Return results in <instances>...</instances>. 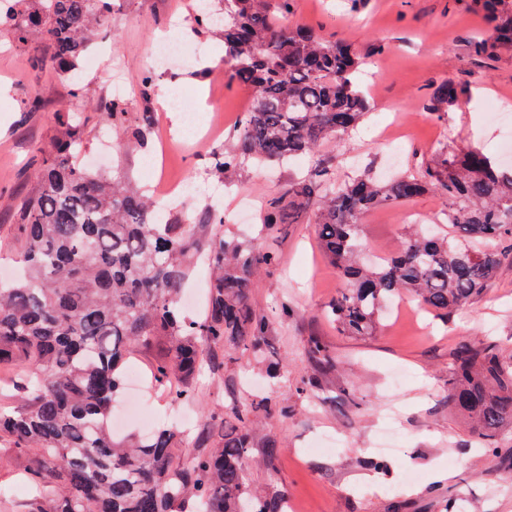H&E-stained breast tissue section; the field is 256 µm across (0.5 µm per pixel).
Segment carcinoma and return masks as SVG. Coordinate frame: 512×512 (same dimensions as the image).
Masks as SVG:
<instances>
[{"instance_id": "obj_1", "label": "carcinoma", "mask_w": 512, "mask_h": 512, "mask_svg": "<svg viewBox=\"0 0 512 512\" xmlns=\"http://www.w3.org/2000/svg\"><path fill=\"white\" fill-rule=\"evenodd\" d=\"M495 23L492 35L466 41L467 55L490 59L512 50V0H474ZM296 0H220L193 10V28H221L224 64L252 94L236 129L213 153L218 177L242 166L311 158L328 139L358 128L372 110L358 76L384 53L377 40L364 51L327 41L305 26L291 27ZM114 0H0V30L29 46L48 41L45 60L73 72L88 44L112 16ZM156 74L139 85L152 100ZM464 90L443 84L426 94L423 109L442 121ZM59 128L43 167L17 205L22 271L0 284V365L19 370L24 403L0 405V441L25 455L21 476L33 496L24 512H286L279 494L249 495L244 464L253 448V410L234 405L242 429L213 439L224 424L195 438L211 447L181 454L184 435L173 426L139 438L112 430L115 400L124 385L122 365L136 349L161 347L152 375L170 401H196L194 381L204 360L230 347L264 353L270 318L250 304L259 273L275 254L224 232L171 215L127 187L80 164L87 131L69 111L53 114ZM102 126L131 132L146 147L153 113L130 118L122 101L102 113ZM426 193L447 201L441 225L420 231L400 252L374 264L358 259L362 215ZM321 247L336 267L339 290L325 314L349 336H369L387 300L402 291L421 306L448 315L490 287L512 240V167L496 164L478 147L448 150L415 171L376 179L361 172L336 185L330 166L317 162L265 201V229L295 224L309 208ZM212 273L204 313L191 318L177 307L191 268ZM315 361L334 366L326 345L307 342ZM450 408L468 417L472 433L493 444L512 428V355L492 345L462 343L449 371Z\"/></svg>"}]
</instances>
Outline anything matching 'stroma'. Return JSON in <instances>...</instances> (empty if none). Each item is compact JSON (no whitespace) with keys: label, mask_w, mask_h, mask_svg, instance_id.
Segmentation results:
<instances>
[{"label":"stroma","mask_w":512,"mask_h":512,"mask_svg":"<svg viewBox=\"0 0 512 512\" xmlns=\"http://www.w3.org/2000/svg\"><path fill=\"white\" fill-rule=\"evenodd\" d=\"M195 0H116L107 36L80 59L77 81L83 95L73 98V81L61 78L50 65L34 66L33 52L14 46L0 34V277L15 272L20 250L16 206L29 191L40 159L38 149H50L56 138L52 114L79 113L89 137L85 160L95 169L126 173L144 191L160 177L188 183L223 185V194H202L190 203L169 202L172 212L200 223L207 206L223 208L227 231L254 240L275 252L279 263L261 272L252 293L253 304L267 314L288 304L294 315L274 323L261 356L220 350L218 373H203L193 405L175 406L161 387L144 386L140 399L154 425L184 417L200 429L202 411L220 412L239 401L252 406L267 402L286 405L284 418L258 415L252 462L245 468L250 487L284 493L292 512H512V458L478 447L462 414L448 406V366L462 340L491 343L512 355V258L500 265L487 292L448 319L422 313L409 297L389 300L372 336H345L322 311L336 296V270L324 257L315 224H287L276 237L263 231L265 199L278 192L289 177L302 176L310 161L277 171L246 166L217 179L209 175L211 148L177 146L156 157V142L129 148L123 137L99 141L101 112L113 93L108 58L122 66L128 86L129 112H158L157 101L143 103L139 82L148 69V50L173 14H190ZM291 24L307 25L329 41L345 40L363 48L374 39L387 43L371 62L362 85L373 110L350 137L325 142L319 159L335 171L337 181L369 165L381 174L415 167L441 146H478L498 157L500 129L487 122L491 106L512 110V52L491 60L465 57L470 37L488 33L491 23L473 7V0H370L362 14L348 12L342 0H297ZM197 53L190 64L175 65L162 77L159 98L179 95L194 105L196 123L223 115L232 130L251 104L237 83H211L201 74L204 61L222 43L220 31L191 35ZM466 85L469 92L447 120L424 111L421 100L442 84ZM39 98L44 109L27 112L23 101ZM412 122V139L398 163L375 140L376 129L391 118ZM255 198L250 216L236 209L240 193ZM443 196L429 194L364 214L360 235L372 257L398 252L415 229L404 222L413 213L425 220L438 217ZM319 338L336 365L318 367L305 352L308 338ZM307 380L299 390V380ZM396 416V445L382 449L386 412ZM279 450L262 464L267 441ZM25 460L8 444L0 445V483L11 486L0 499V512H19L29 498L15 475ZM449 470L446 481H434L435 470Z\"/></svg>","instance_id":"35a3bbf8"}]
</instances>
